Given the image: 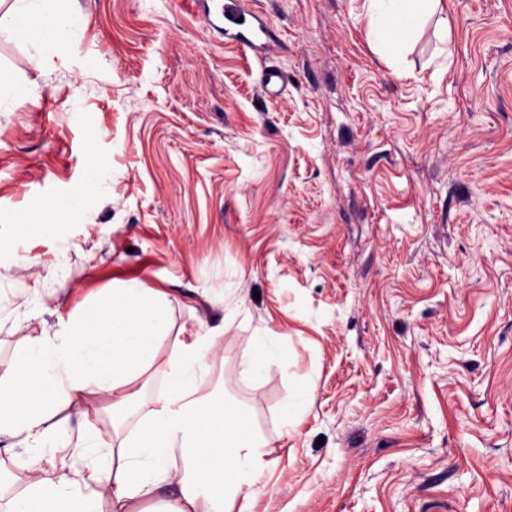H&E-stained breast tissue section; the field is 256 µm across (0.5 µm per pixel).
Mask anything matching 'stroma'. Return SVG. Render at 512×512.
Here are the masks:
<instances>
[{
    "instance_id": "1",
    "label": "stroma",
    "mask_w": 512,
    "mask_h": 512,
    "mask_svg": "<svg viewBox=\"0 0 512 512\" xmlns=\"http://www.w3.org/2000/svg\"><path fill=\"white\" fill-rule=\"evenodd\" d=\"M364 4L244 0L279 98L185 0H61L84 24L47 81L0 32L30 91L0 114V284L23 307L91 253L51 310L127 286L224 322L197 393L272 443L248 512H512V0H442L396 63ZM266 334L290 368L246 379ZM260 86L266 94L281 97L288 91V78L275 66L267 65L266 60L260 59Z\"/></svg>"
}]
</instances>
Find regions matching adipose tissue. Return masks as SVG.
<instances>
[{"instance_id":"ef3b65f1","label":"adipose tissue","mask_w":512,"mask_h":512,"mask_svg":"<svg viewBox=\"0 0 512 512\" xmlns=\"http://www.w3.org/2000/svg\"><path fill=\"white\" fill-rule=\"evenodd\" d=\"M367 4L371 40L397 58L440 0ZM17 7L14 34L37 54L63 44L83 23L60 18L56 0H18ZM86 272L48 268L19 312L0 295V323L12 322L16 335L0 369V452L26 462L25 479L0 491V512H146L157 499L164 512H235L258 490L268 443L241 409L195 394L223 324L174 334L168 293L124 287L91 290L81 306L47 322L48 300L70 293ZM159 360L161 389L147 374ZM287 361L282 337L261 336L247 368L259 378ZM97 397L111 404L108 437L98 427ZM64 421L77 428L67 458L56 451Z\"/></svg>"}]
</instances>
